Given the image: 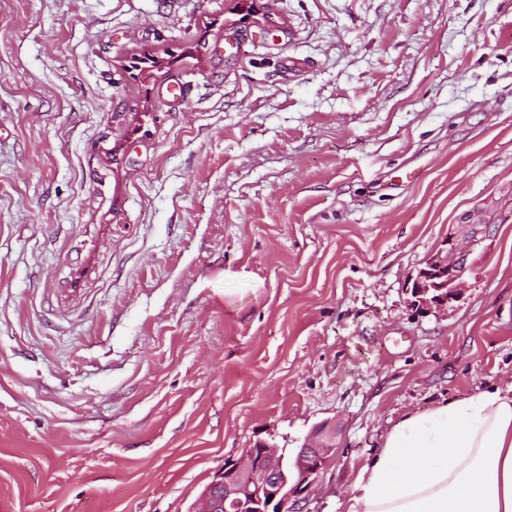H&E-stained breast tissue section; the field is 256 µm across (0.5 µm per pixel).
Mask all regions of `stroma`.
<instances>
[{"instance_id": "1", "label": "stroma", "mask_w": 512, "mask_h": 512, "mask_svg": "<svg viewBox=\"0 0 512 512\" xmlns=\"http://www.w3.org/2000/svg\"><path fill=\"white\" fill-rule=\"evenodd\" d=\"M179 80V98L163 87ZM512 0H0V512H189L243 449L335 448L512 383ZM492 216L501 217L502 209L491 205L470 213L448 234L444 247L432 255L414 278L411 296L416 309L431 311L447 307L458 298L466 274L472 268V257L492 237ZM448 291V293L446 292Z\"/></svg>"}]
</instances>
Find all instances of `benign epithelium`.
Instances as JSON below:
<instances>
[{
	"instance_id": "1",
	"label": "benign epithelium",
	"mask_w": 512,
	"mask_h": 512,
	"mask_svg": "<svg viewBox=\"0 0 512 512\" xmlns=\"http://www.w3.org/2000/svg\"><path fill=\"white\" fill-rule=\"evenodd\" d=\"M493 216H502V210L491 205L455 225L444 247L412 278L413 306L430 311L458 298L472 257L492 237ZM332 451L333 433L325 424L316 429L288 470L279 449L259 441L256 447L244 449L240 459L224 464L203 489L200 506L193 512H302L308 486Z\"/></svg>"
}]
</instances>
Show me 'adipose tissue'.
<instances>
[{"mask_svg": "<svg viewBox=\"0 0 512 512\" xmlns=\"http://www.w3.org/2000/svg\"><path fill=\"white\" fill-rule=\"evenodd\" d=\"M343 512H512V384L489 383L393 422Z\"/></svg>", "mask_w": 512, "mask_h": 512, "instance_id": "ef3b65f1", "label": "adipose tissue"}]
</instances>
